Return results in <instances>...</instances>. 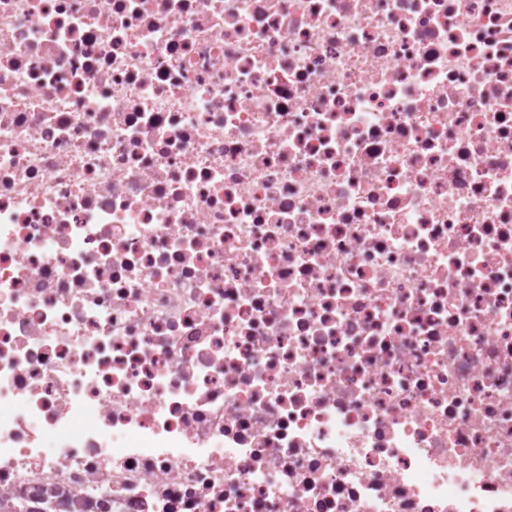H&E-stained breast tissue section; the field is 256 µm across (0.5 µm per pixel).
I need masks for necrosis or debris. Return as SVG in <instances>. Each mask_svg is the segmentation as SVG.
<instances>
[{"label": "necrosis or debris", "instance_id": "1", "mask_svg": "<svg viewBox=\"0 0 512 512\" xmlns=\"http://www.w3.org/2000/svg\"><path fill=\"white\" fill-rule=\"evenodd\" d=\"M0 512H512V0H0Z\"/></svg>", "mask_w": 512, "mask_h": 512}]
</instances>
